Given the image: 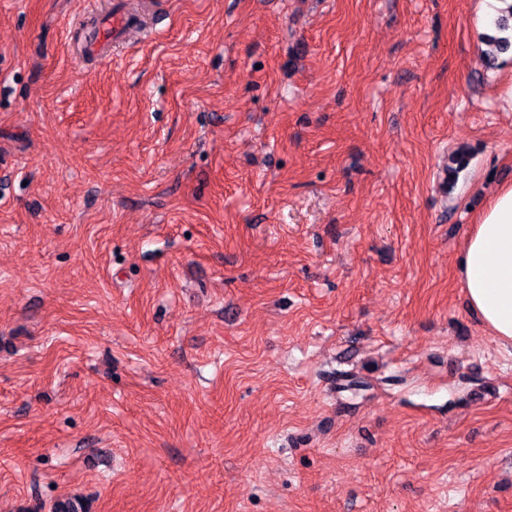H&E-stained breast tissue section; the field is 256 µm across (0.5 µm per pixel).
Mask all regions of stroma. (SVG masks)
Instances as JSON below:
<instances>
[{"instance_id":"35a3bbf8","label":"stroma","mask_w":512,"mask_h":512,"mask_svg":"<svg viewBox=\"0 0 512 512\" xmlns=\"http://www.w3.org/2000/svg\"><path fill=\"white\" fill-rule=\"evenodd\" d=\"M481 6L0 0V512H512ZM469 308L512 347V184L500 186L468 232L459 257Z\"/></svg>"}]
</instances>
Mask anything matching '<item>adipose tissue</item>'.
I'll list each match as a JSON object with an SVG mask.
<instances>
[{"label": "adipose tissue", "mask_w": 512, "mask_h": 512, "mask_svg": "<svg viewBox=\"0 0 512 512\" xmlns=\"http://www.w3.org/2000/svg\"><path fill=\"white\" fill-rule=\"evenodd\" d=\"M469 308L512 347V184L500 186L468 232L459 258Z\"/></svg>", "instance_id": "1"}]
</instances>
